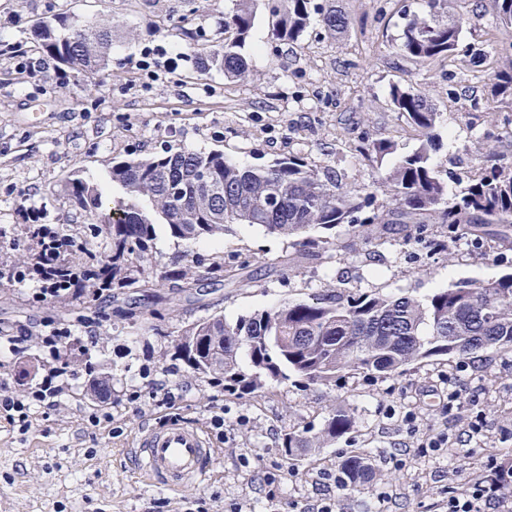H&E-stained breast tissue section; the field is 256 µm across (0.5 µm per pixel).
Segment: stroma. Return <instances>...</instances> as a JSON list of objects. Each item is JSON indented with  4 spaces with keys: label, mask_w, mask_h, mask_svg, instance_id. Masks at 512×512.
<instances>
[{
    "label": "stroma",
    "mask_w": 512,
    "mask_h": 512,
    "mask_svg": "<svg viewBox=\"0 0 512 512\" xmlns=\"http://www.w3.org/2000/svg\"><path fill=\"white\" fill-rule=\"evenodd\" d=\"M386 0H343L353 20L348 34L330 37L310 25L294 44L273 39L272 0H258L243 53L249 74L239 81L200 74L195 55L222 40L220 28L234 0H0V41L37 52L31 35L43 18L64 14L82 20L112 15L108 73L95 89L72 73L57 79L56 67L19 79L16 63L0 55V265L26 262L30 249L16 210L19 193L30 194L43 221L62 230L88 225L62 192L71 175L102 181L112 163L165 151H221L243 167H258L286 155L336 170L343 184L368 185L378 167L359 148L372 139L395 140L399 153L420 141L390 103L391 85L423 91L440 114L441 146L451 179L474 176L480 149L498 145L512 156V103L492 100L474 67L470 48L484 47L493 19L479 0H468L470 23L457 52L443 64L423 68L397 58L395 39L402 19L385 10ZM193 16L199 41L179 33ZM179 54L174 73L161 75L151 89L140 87L136 67L144 47ZM439 225H390L380 245L337 247L311 254L294 240L237 225L217 239L179 240L166 226L156 228L153 256L159 270L184 266L192 287L173 291L169 283L134 288L119 297L50 299L33 304L27 288L0 284V322L35 325L70 322L107 309L95 344H73L66 356L76 370L72 389L57 405L35 407L32 426L22 434L0 419V512H187L205 499L209 512H228L247 502L250 512H317L333 501L335 512H442L451 488L482 474L487 457L512 458V352L488 353L459 370L454 358L414 365L378 380L358 375L336 387L301 390L273 382L262 393L228 396L208 379L179 366L170 378L174 407L157 405L144 367L172 363L176 336L184 326L215 314L233 319L307 298L327 287L427 297L461 279L487 281L512 272V228L493 250L481 253L465 241L431 251ZM227 273L247 266L248 285L211 277V262ZM107 376L109 394L96 404L92 379ZM464 386L479 397L486 435L472 454L420 456L400 421L408 407L419 410L421 429L447 430L460 439L464 411L446 412L449 390ZM138 392L136 402L126 396ZM352 408L353 431L327 447L288 463L280 452L287 431L319 430L331 406ZM223 409L227 420L246 416L235 439L220 444L205 480L178 491L145 485L128 455L131 436L143 427L176 417L208 427L210 413ZM365 449L375 478L348 490L324 478L340 457ZM404 461L393 469L391 458ZM277 474L275 484L266 477ZM392 498L380 502L379 492Z\"/></svg>",
    "instance_id": "35a3bbf8"
}]
</instances>
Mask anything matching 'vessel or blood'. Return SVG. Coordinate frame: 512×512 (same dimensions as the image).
<instances>
[{"label":"vessel or blood","instance_id":"obj_1","mask_svg":"<svg viewBox=\"0 0 512 512\" xmlns=\"http://www.w3.org/2000/svg\"><path fill=\"white\" fill-rule=\"evenodd\" d=\"M131 456L149 484L179 490L206 477L216 450L204 429L178 420L138 430Z\"/></svg>","mask_w":512,"mask_h":512}]
</instances>
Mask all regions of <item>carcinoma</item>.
<instances>
[{"label": "carcinoma", "mask_w": 512, "mask_h": 512, "mask_svg": "<svg viewBox=\"0 0 512 512\" xmlns=\"http://www.w3.org/2000/svg\"><path fill=\"white\" fill-rule=\"evenodd\" d=\"M458 0H425L420 11L402 10L404 24L396 53L419 66L448 59L469 22ZM256 0H236L224 15V42L199 57L204 73L224 72L236 80L249 65L242 49L253 27ZM482 7L505 29H512V0H483ZM273 36L296 43L317 17L331 36L346 34L351 17L336 0H276L271 10ZM38 49L56 66L93 78L109 67L112 18L81 22L56 15L36 23ZM490 96L512 101V61L486 72ZM394 111L420 138L414 152L400 156L378 172L373 189L348 190L336 171L291 155L260 168H239L220 151H166L152 157L116 161L109 179L124 192L110 207L98 187L70 178L63 193L76 209L89 214L92 231L112 234V253L88 256L76 267H112V291L148 288L156 278L180 281L165 271L154 276L150 249L155 225H167L181 240L217 238L231 225L259 226L283 238L301 237L319 249L334 245L326 232L346 227L350 245L369 241L392 224H441L448 233L433 240L448 247L456 237L484 244L487 227H512V161L491 147L477 177L448 192V171L434 161L439 149V113L413 86L390 87ZM367 156L382 159L397 145L380 138L365 145ZM206 170L210 181L195 173ZM195 342H179L172 358L223 386L229 394L250 395L269 380H294L297 386H335L349 375L388 378L407 367L448 356L477 358L488 351H512V273L494 280H462L424 300L376 292L346 293L334 289L305 300L289 301L230 321L222 315L199 319L182 331ZM245 352L249 370L239 361ZM354 418L344 407L331 410L312 437L289 431L281 438L284 458L335 441L351 432ZM347 484L365 482L370 472L366 453L354 448L338 462Z\"/></svg>", "instance_id": "carcinoma-1"}]
</instances>
